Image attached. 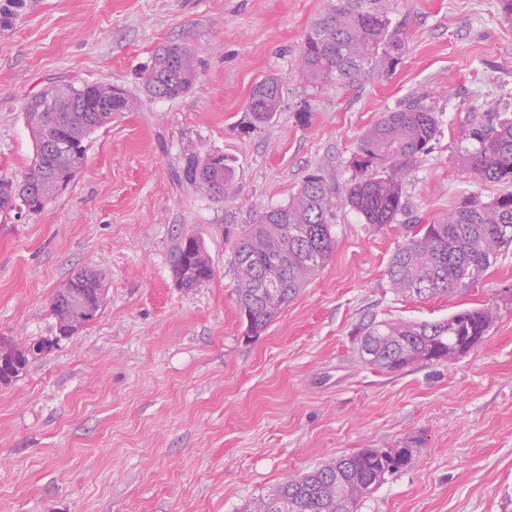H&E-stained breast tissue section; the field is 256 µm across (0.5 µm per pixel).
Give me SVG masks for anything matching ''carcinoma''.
Listing matches in <instances>:
<instances>
[{
	"label": "carcinoma",
	"instance_id": "obj_1",
	"mask_svg": "<svg viewBox=\"0 0 512 512\" xmlns=\"http://www.w3.org/2000/svg\"><path fill=\"white\" fill-rule=\"evenodd\" d=\"M27 0H0V27L13 25ZM393 0H324L301 45L297 73L313 87L345 89L374 74L382 62L396 65L405 49L400 26L393 24ZM143 90L154 98L177 99L195 88L194 52L181 44L157 50L142 72ZM107 84L62 82L46 88L26 105L33 157L22 180L0 178V210L38 212L74 178L85 161V142L112 122L114 113L132 112L137 99L126 90L111 97ZM282 79L269 76L252 89L247 111L253 126L279 111ZM438 120L425 97L383 113L366 130L351 161L359 176L338 188L323 175L306 177L288 204L256 213L233 250L238 305L246 334L259 336L322 268L334 248L332 220L347 206L376 228L394 224L406 213L402 176L429 152ZM477 146L460 154V172L482 182H512V117L474 114L468 132ZM383 169L375 176L370 170ZM181 181L228 198L236 171L222 154L190 157ZM409 239L393 255L387 270L397 296L420 299L468 288L512 246V193L490 202L471 197L429 224L408 226ZM183 288H198L213 276L206 250L194 251L180 237L171 256ZM106 271L84 269L51 301L55 319L65 317L75 299L99 311ZM493 323L488 308L464 309L435 322L377 320L359 327L360 345L369 350L362 362L383 371H399L423 361H451L461 348L478 347ZM29 356L0 365V383L10 384L25 371ZM409 448H362L300 475L291 476L248 512H357L374 490L406 467Z\"/></svg>",
	"mask_w": 512,
	"mask_h": 512
}]
</instances>
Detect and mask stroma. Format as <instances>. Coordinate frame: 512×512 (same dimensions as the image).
I'll use <instances>...</instances> for the list:
<instances>
[{"label": "stroma", "instance_id": "35a3bbf8", "mask_svg": "<svg viewBox=\"0 0 512 512\" xmlns=\"http://www.w3.org/2000/svg\"><path fill=\"white\" fill-rule=\"evenodd\" d=\"M323 3L33 0L0 29V177L29 164L25 106L48 86L139 95L171 42L194 50L199 72L188 94L142 97L97 130L41 211H0V347L55 342L0 385V512H242L288 476L362 448L412 457L359 512H512V247L445 296L399 297L386 277L406 225L512 191L457 168L472 113L512 115V0H395L401 60L347 91L295 76ZM273 74L281 108L250 128V91ZM418 95L438 133L402 180L407 214L378 230L338 209L321 270L246 337L234 230L286 204L310 173L345 185L363 133ZM212 153L236 167L234 198L175 177L185 157ZM184 234L202 239L214 267L193 290L170 264ZM87 267L106 270L105 301L57 339L50 300ZM473 307L496 318L452 361L382 372L357 358L363 320L434 322Z\"/></svg>", "mask_w": 512, "mask_h": 512}]
</instances>
